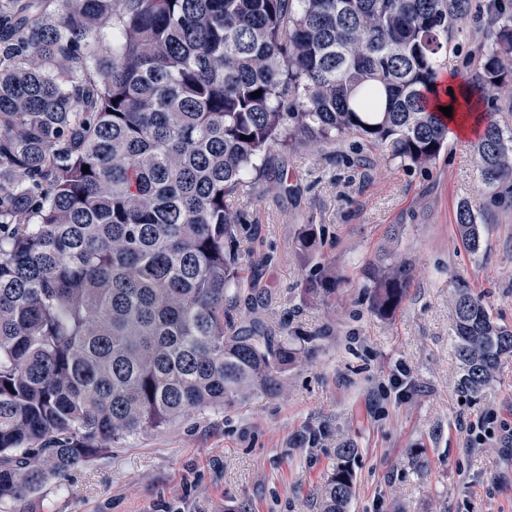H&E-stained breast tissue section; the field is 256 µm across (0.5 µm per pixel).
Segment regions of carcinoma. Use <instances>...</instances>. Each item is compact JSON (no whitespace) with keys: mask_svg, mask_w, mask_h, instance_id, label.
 <instances>
[{"mask_svg":"<svg viewBox=\"0 0 512 512\" xmlns=\"http://www.w3.org/2000/svg\"><path fill=\"white\" fill-rule=\"evenodd\" d=\"M472 2L66 0L56 15L0 0V503L279 387L302 350L246 323L267 294L239 262L248 176L276 145L349 136L435 161L448 124L430 99ZM488 11L477 86L511 98L512 0ZM474 151L487 187L512 182L493 116ZM457 224L477 250L464 204ZM414 277L380 254L372 310L392 316ZM339 284L318 263L303 288L327 299ZM455 336L461 387L478 394L512 329L463 286ZM357 453L336 449L321 512H348Z\"/></svg>","mask_w":512,"mask_h":512,"instance_id":"carcinoma-1","label":"carcinoma"}]
</instances>
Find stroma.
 Wrapping results in <instances>:
<instances>
[{
  "label": "stroma",
  "mask_w": 512,
  "mask_h": 512,
  "mask_svg": "<svg viewBox=\"0 0 512 512\" xmlns=\"http://www.w3.org/2000/svg\"><path fill=\"white\" fill-rule=\"evenodd\" d=\"M459 24L445 78L471 80L485 0ZM473 137L449 140L428 168L355 152L351 139L276 147L242 208L240 261L270 285L265 334L308 343L282 388L192 415L49 482L10 512H319L342 444L358 450L349 512H512V353L464 395L454 348L457 288L512 327V205L483 184ZM287 172L290 193L275 178ZM480 230L466 250L456 216ZM314 225L316 259L343 280L329 306L305 296L298 245ZM410 257L414 282L392 317L371 309L365 270L380 252ZM457 224L468 248L476 251L480 245L479 228L474 215L464 204L458 207Z\"/></svg>",
  "instance_id": "obj_1"
}]
</instances>
